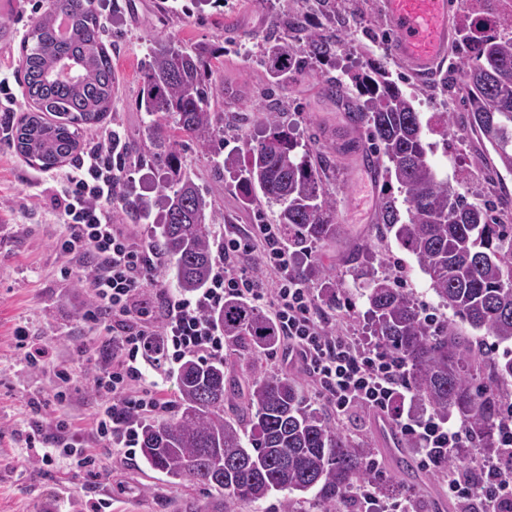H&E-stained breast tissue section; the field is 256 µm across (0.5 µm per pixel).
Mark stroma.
Here are the masks:
<instances>
[{
	"instance_id": "1",
	"label": "stroma",
	"mask_w": 512,
	"mask_h": 512,
	"mask_svg": "<svg viewBox=\"0 0 512 512\" xmlns=\"http://www.w3.org/2000/svg\"><path fill=\"white\" fill-rule=\"evenodd\" d=\"M33 3L0 0V15L5 17L4 29L9 33L8 39H0V51L9 55L11 86L19 95L9 114L14 121L31 109L22 96L19 49L36 17ZM287 14L303 16L311 26L336 33L346 42L337 53L334 70L312 64L281 94L288 105L294 137L327 155L333 165L329 190L338 234L335 243L313 251L336 287L335 301L322 304L330 329L369 335L362 292L372 277H398L421 311L439 310V299L414 256L398 244L394 234L374 222L382 195L393 196L403 210L407 207L404 193L397 183L385 182L381 173L366 169L365 153H338V146L350 138L353 124L323 84L325 73L338 78L344 72L360 70L369 56L376 54L387 58L392 69L404 76L403 90L415 95L422 119L444 111L442 97L429 93L437 79L420 78L392 55L390 46L396 33L380 0H357L354 11L333 18L316 9L313 0H224L222 9L208 6L201 11L192 0H118L103 32L117 79L112 102L117 126L126 136H141L146 119L138 106L143 63L154 39L174 36L187 43L226 49L217 76L224 87L218 105L225 112V149L240 145L243 139L261 137L265 128L256 109L268 84L261 52L266 34ZM453 110L447 147H440L438 134L427 133V142L434 145L429 158L451 186L480 203L490 197V172L462 103H455ZM182 154L196 184L215 204L216 239L248 231L254 222L253 207L243 186L232 177L217 174L212 154L194 143L185 142ZM52 210V193L41 169L25 162L11 147L9 136L0 131V512H185L190 503L206 498V490L187 481H163L148 471L140 458L113 457L95 436L92 413L96 395L90 383L93 363L86 351L90 335L82 319L89 291L75 279L60 275L62 262L52 246L57 231ZM362 244L370 247L375 259L361 277L345 258ZM19 324L27 327L31 347L42 353L38 367L28 366L16 346L13 330ZM224 355L237 363L241 373H249L257 365L264 372L293 378L307 403L342 433L370 448L382 476L394 485L392 493L376 497V512H389L393 502L422 495L435 500L438 512H459L448 499L446 467L425 468L418 462L416 449L405 447L397 452L389 448L377 413L357 409L348 417H337L304 367L286 363L281 349L254 356L228 346ZM60 366L72 373L61 409L53 399ZM60 411L70 422L68 429L55 426ZM37 434L80 443L96 458L94 474L75 471L63 462L51 466L37 463L36 449L26 444L28 436Z\"/></svg>"
}]
</instances>
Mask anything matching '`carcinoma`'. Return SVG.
Instances as JSON below:
<instances>
[{
  "instance_id": "1",
  "label": "carcinoma",
  "mask_w": 512,
  "mask_h": 512,
  "mask_svg": "<svg viewBox=\"0 0 512 512\" xmlns=\"http://www.w3.org/2000/svg\"><path fill=\"white\" fill-rule=\"evenodd\" d=\"M303 37L266 36L264 63L279 90L306 60L336 64L341 41L299 24ZM469 63L462 70L466 118L492 147L499 167L512 174V15L493 27L477 21L462 29ZM218 48L187 46L173 37L156 40L145 62L139 107L149 117L144 135L126 144L141 164L161 178L156 195L143 197L119 181L118 205L133 220L156 225L154 243L169 258L167 274L182 293L207 286L213 270L216 211L182 164L186 140L205 149L224 132L216 109ZM22 84L32 110L15 124L12 147L43 169L73 160L80 132L104 124L112 112L116 78L102 39L94 0H49L20 45ZM325 89L363 125L367 151L387 160L386 182L405 194L406 213L382 198L377 223L394 233L428 276L440 303L458 321L428 324L412 294L391 277L373 279L366 294L372 334L383 350L404 359L412 399L446 420L455 413L470 426L467 441L487 453L501 447L500 424L512 384V357L474 349L457 322L512 343V224L491 216L512 200L474 203L438 177L428 156L415 97L393 79L388 62L375 58L350 76V83L325 80ZM268 134L243 139L242 148L216 162L217 172L242 180L280 206L275 217L292 256H308L317 244L336 239L331 198L323 177L327 159L288 129L277 103L259 107ZM224 340L254 351L275 348L280 336L271 318L230 299L214 313ZM162 369L158 337L145 350ZM173 415L140 424L145 463L170 482L200 484L212 500L193 512H224L226 505L257 506L274 492H287L284 512H294L295 492L315 491L323 512H336L354 484L370 479L368 449L330 425L284 375L257 377L244 395L231 384L224 361L187 359L178 377Z\"/></svg>"
}]
</instances>
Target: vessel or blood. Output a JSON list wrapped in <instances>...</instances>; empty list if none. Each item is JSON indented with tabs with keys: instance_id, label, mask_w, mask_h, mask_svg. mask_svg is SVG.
I'll use <instances>...</instances> for the list:
<instances>
[{
	"instance_id": "b4317fda",
	"label": "vessel or blood",
	"mask_w": 512,
	"mask_h": 512,
	"mask_svg": "<svg viewBox=\"0 0 512 512\" xmlns=\"http://www.w3.org/2000/svg\"><path fill=\"white\" fill-rule=\"evenodd\" d=\"M381 8L396 32L393 54L414 72L434 75L448 56V0H382Z\"/></svg>"
}]
</instances>
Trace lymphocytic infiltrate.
Segmentation results:
<instances>
[{"mask_svg": "<svg viewBox=\"0 0 512 512\" xmlns=\"http://www.w3.org/2000/svg\"><path fill=\"white\" fill-rule=\"evenodd\" d=\"M125 154L119 132L108 128L97 133L71 169L45 174L59 199L56 248L67 261L61 273L72 275L74 261H87L89 270L81 281L91 300L83 319L92 335L108 337V355L92 378L99 397L93 426L113 455H134L142 413L162 415L169 409L159 397V382L140 363L150 339L160 337L165 356L174 364L189 357L223 359L224 334L208 314L229 298L243 299L273 316L288 361L303 365L337 416L357 408L390 410L405 386L403 363L378 347L361 346L356 337L328 330L325 311L293 272V259L281 244L277 225L257 224L247 235L225 237L207 288L186 296L162 287L157 271L164 255L151 238L134 241L112 221ZM253 253L273 274L272 287H264L243 265V256ZM148 294L154 304L145 303ZM394 421L417 442L426 466L438 465L467 436L465 426L449 427L432 417L415 421L398 414ZM483 479L488 487L478 494L470 479L449 476V500L465 512L512 504V476L506 470L489 466Z\"/></svg>", "mask_w": 512, "mask_h": 512, "instance_id": "lymphocytic-infiltrate-1", "label": "lymphocytic infiltrate"}]
</instances>
